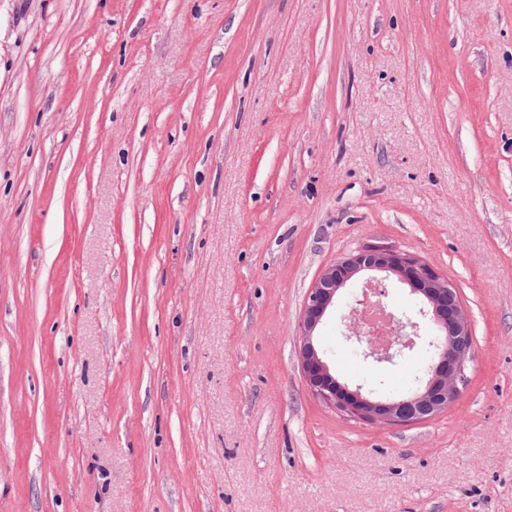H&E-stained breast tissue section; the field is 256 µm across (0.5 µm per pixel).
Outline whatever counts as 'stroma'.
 <instances>
[{"mask_svg": "<svg viewBox=\"0 0 512 512\" xmlns=\"http://www.w3.org/2000/svg\"><path fill=\"white\" fill-rule=\"evenodd\" d=\"M456 287V400L302 376L322 272ZM339 380L403 395L420 345ZM0 512H512V0H0ZM361 271L396 276L428 305L421 319L429 316L439 335L446 338L424 382L409 396L382 399L363 392L361 386L350 388L331 372L314 344V332L336 306L339 291ZM300 327V368L312 394L350 416L393 425L428 420L447 410L458 395V383L474 352L470 322L454 286L418 258L388 248L364 249L326 268L307 295Z\"/></svg>", "mask_w": 512, "mask_h": 512, "instance_id": "35a3bbf8", "label": "stroma"}]
</instances>
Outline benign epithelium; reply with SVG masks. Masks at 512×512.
<instances>
[{
	"label": "benign epithelium",
	"instance_id": "1",
	"mask_svg": "<svg viewBox=\"0 0 512 512\" xmlns=\"http://www.w3.org/2000/svg\"><path fill=\"white\" fill-rule=\"evenodd\" d=\"M361 271H379L406 284L421 297L428 309L421 318L394 317L388 337L380 340L367 330L364 306L368 292L377 297L385 290L363 289L355 301L347 325L346 338L364 346V355L377 363H391L418 342L428 341L421 333V320L429 319L445 343L438 347L426 378L413 394L400 399H382L339 381L314 344V332L330 309L336 305L341 289ZM300 327V368L309 390L316 397L353 417L393 425H408L431 419L448 409L456 399L458 383L465 374L474 352V339L463 303L453 285L432 267L401 251L368 248L343 258L325 269L310 289L303 307Z\"/></svg>",
	"mask_w": 512,
	"mask_h": 512
}]
</instances>
